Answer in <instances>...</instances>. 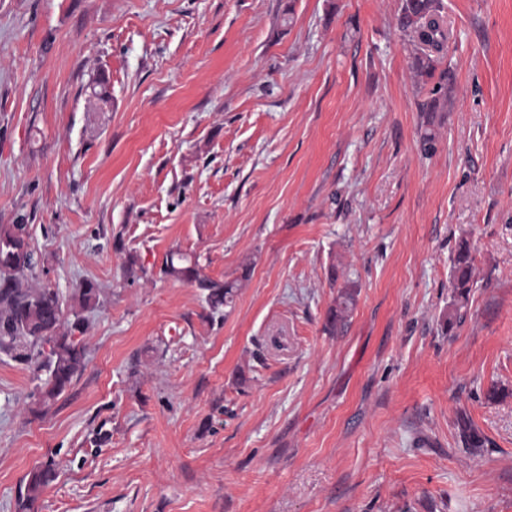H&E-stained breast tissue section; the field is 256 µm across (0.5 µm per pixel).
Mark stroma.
I'll return each instance as SVG.
<instances>
[{
  "label": "stroma",
  "instance_id": "35a3bbf8",
  "mask_svg": "<svg viewBox=\"0 0 512 512\" xmlns=\"http://www.w3.org/2000/svg\"><path fill=\"white\" fill-rule=\"evenodd\" d=\"M401 5L0 0V224L102 290L48 404L0 355V512H512V0L428 74ZM472 280V258L470 247L466 241H462L457 250L454 271L453 283L454 293L459 299H467L470 291V284ZM163 272L169 275H176L205 293V300L212 313H219L224 307H230L234 301L235 291L233 282L217 281L202 274L197 263L188 266H175L173 260L166 264ZM354 301L355 296L352 291L346 289L340 292L336 307L331 309L328 317V325L331 329L337 328L338 325H342L347 320ZM55 477L54 470L50 465H46L33 471L25 485V492L20 491L18 496V507L26 509L30 503L34 502L45 487L53 481Z\"/></svg>",
  "mask_w": 512,
  "mask_h": 512
}]
</instances>
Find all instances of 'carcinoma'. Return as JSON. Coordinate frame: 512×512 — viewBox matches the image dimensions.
<instances>
[{"label": "carcinoma", "mask_w": 512, "mask_h": 512, "mask_svg": "<svg viewBox=\"0 0 512 512\" xmlns=\"http://www.w3.org/2000/svg\"><path fill=\"white\" fill-rule=\"evenodd\" d=\"M398 24L419 50L415 57L416 68L430 71L433 68L432 54L441 52L449 37L437 0H403ZM26 229L25 224L0 225V270L13 264L16 250L26 243ZM33 269V256L29 253L22 270L7 277L0 273V354L46 375L40 392V401L45 403L61 394L85 365L84 348L76 341L74 333L83 332L84 312L99 304L101 288L91 281L85 282L78 291V305L71 307L67 315L64 302L56 291L28 284ZM164 273L195 284L205 293L206 303L214 313L221 312L234 301L233 283L209 278L195 263L177 267L170 262L164 267ZM471 280L470 247L463 241L458 246L453 271L452 286L458 298L467 299ZM354 301L352 291L340 292L336 307L331 309L328 317L330 328L335 329L347 320ZM50 340L55 342V349L47 354L44 343ZM458 426L466 445L481 447L484 439L467 417H460ZM54 477V470L49 465L33 471L25 491L18 496V507L27 508Z\"/></svg>", "instance_id": "1"}]
</instances>
